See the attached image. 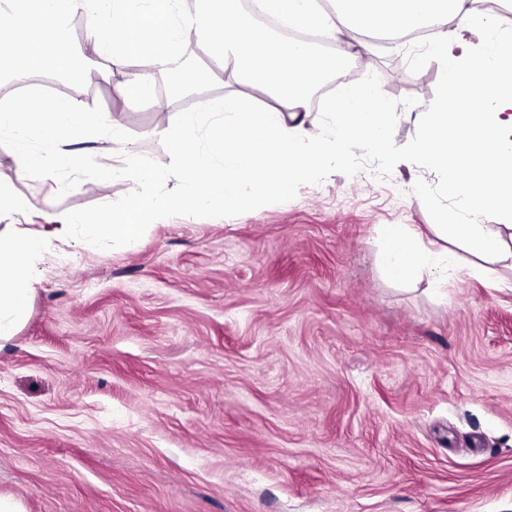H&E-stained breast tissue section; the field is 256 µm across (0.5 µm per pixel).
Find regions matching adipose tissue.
<instances>
[{
    "mask_svg": "<svg viewBox=\"0 0 512 512\" xmlns=\"http://www.w3.org/2000/svg\"><path fill=\"white\" fill-rule=\"evenodd\" d=\"M201 11L184 10L183 0H6L13 21L0 26V71L24 77L52 69L75 83L81 73L67 25L73 13L93 17L89 38L111 63L136 60L139 69L118 86L119 95L149 98L154 66L176 61L182 44L199 42L211 65L180 70L178 83L194 89L210 84L216 68L229 72L236 88L205 111L186 114L171 137L182 174L167 195L156 188L167 176L146 157L131 152L120 168L137 180L140 192L95 214L66 224L15 228L11 247L0 252V345L17 333L32 302L35 276L52 246L77 241L90 231L113 246L134 248L163 213L221 207L231 211L267 196H287L291 181L317 177L336 156L337 145L393 149L395 115L372 85L346 92L332 104L338 121L331 137L304 139L310 81L336 73L346 63L352 33L384 30L405 34L429 25L436 33L430 53L444 73L442 101L426 114L427 134L411 148L424 166L444 171L445 190L461 210L512 214V37L486 21L477 40L459 41L478 0H335L318 13L311 0H262L264 11L301 28H325L337 49L322 53L283 40L246 18L236 17V0H203ZM271 97L258 105L252 88ZM41 140L44 152L18 149V165L32 172L45 164L72 163L68 144L84 139V120L72 96L55 93L19 110L0 104V127ZM445 237L464 242L478 256H499L512 247L502 231L486 224L440 225ZM376 258L397 281L429 276L447 285L452 265L447 252L426 247L410 225L388 224Z\"/></svg>",
    "mask_w": 512,
    "mask_h": 512,
    "instance_id": "1",
    "label": "adipose tissue"
}]
</instances>
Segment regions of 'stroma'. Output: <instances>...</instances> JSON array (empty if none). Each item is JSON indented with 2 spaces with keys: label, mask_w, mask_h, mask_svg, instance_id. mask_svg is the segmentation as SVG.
<instances>
[{
  "label": "stroma",
  "mask_w": 512,
  "mask_h": 512,
  "mask_svg": "<svg viewBox=\"0 0 512 512\" xmlns=\"http://www.w3.org/2000/svg\"><path fill=\"white\" fill-rule=\"evenodd\" d=\"M84 119L125 139L75 147L70 168L21 173L0 132V189L28 199L9 224L107 213L139 183L128 153L171 178L169 132L230 91L116 98L122 72L73 35ZM344 87L370 83L396 112L399 150H356L285 198L186 210L125 250L53 248L27 318L0 347V497L24 512H512V260L480 278L439 235L456 208L412 159L443 88L425 49L375 47ZM107 150L106 165L88 151ZM426 186L414 195L412 184ZM385 224L456 257L447 287L401 283L376 262Z\"/></svg>",
  "instance_id": "35a3bbf8"
}]
</instances>
